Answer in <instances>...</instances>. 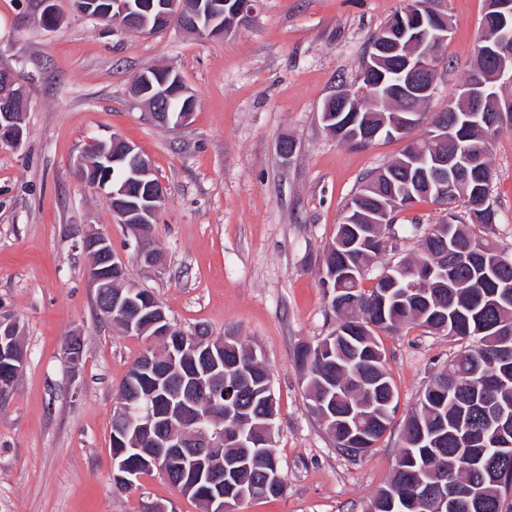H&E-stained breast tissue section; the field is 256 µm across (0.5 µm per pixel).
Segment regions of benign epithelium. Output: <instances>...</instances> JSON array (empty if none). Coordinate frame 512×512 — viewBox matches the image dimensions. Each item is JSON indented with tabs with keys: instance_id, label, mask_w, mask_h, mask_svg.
I'll return each mask as SVG.
<instances>
[{
	"instance_id": "7a95c632",
	"label": "benign epithelium",
	"mask_w": 512,
	"mask_h": 512,
	"mask_svg": "<svg viewBox=\"0 0 512 512\" xmlns=\"http://www.w3.org/2000/svg\"><path fill=\"white\" fill-rule=\"evenodd\" d=\"M203 0H111L105 10L115 14V26L129 31L159 33L167 29L171 18L181 13L191 18L193 31L210 38H218L228 33L221 22L224 14L215 16L216 24H208L202 29L198 25L201 19ZM489 11L501 19L497 37L492 41L483 42L482 55L494 63L497 78L508 83L512 81V28L508 19L512 17V0H492ZM401 23L394 30L380 33L376 39L374 50L378 54L391 55L403 52L399 58L401 63L400 85L396 91L402 96L427 101L435 93L437 80L436 65L431 46L448 40L451 26L444 17H436L430 6L422 0H405L400 10ZM177 94L187 100L186 106L176 115L171 116L168 110L151 109L153 120L161 124L171 122L178 126L185 125L195 111L197 97L190 92L182 81L174 82ZM165 84L153 89V83L137 79L134 82L133 95L151 103L165 96ZM487 96L486 83L479 81L463 88L461 99L470 103L472 117L476 122H492L490 115L484 113V102ZM352 101L348 89L337 91L333 98L325 102L322 109V121L331 123L341 117V108ZM30 100L26 90L18 85L14 77L7 72H0V144L14 148L21 147L23 131L18 125L16 112L29 108ZM129 156L135 162L131 176L141 178L145 186L142 199L138 202H123L118 216L123 224H151L165 201L163 184L152 178L153 166L151 159L144 155L137 145L119 137L108 141H93L88 144L82 154L78 173L83 180H88L86 166L95 161L97 173L92 185L105 191L110 197H122L127 194V187L118 190L109 185L107 166L112 164L115 152ZM478 162L475 155L463 151L451 155L442 154L436 157L435 165L443 170L467 169ZM414 194L411 179H405L387 200L381 203L384 210H398L405 204L404 198ZM140 240V253L144 262L158 270H163V261L159 253L146 243V230L137 229ZM84 251L90 253L91 267L100 273L97 282L112 280V277L127 278L124 262L112 250L110 240L93 230L86 231L81 237ZM139 293V289L128 291L107 290L102 293L101 308L108 322L120 321L128 328H133L134 317L131 309L141 312L145 309L152 314L149 328L154 330L151 338L158 339L167 335L170 321L157 300L140 293L138 299L130 295ZM16 320L8 315H0V361L4 363V371L0 373V402L5 401L14 389L19 373L26 364V351L16 336ZM229 338L215 340L209 336H187L179 343L177 349L168 350V361L176 363L177 355L186 352L200 358L201 367L196 371L187 386H181L167 398V408L162 411L149 406L145 408L122 407L120 416L125 431H133L140 436L144 447L135 452L146 458L150 467L165 471L166 462L172 457L189 454L202 461L200 475L215 486L210 496L209 512H235V505L224 500V421H239L241 410L234 404H225L220 400L219 393L214 391L213 379L237 376L235 372L224 373V343ZM82 357V338L73 335L68 338L63 358L71 371H76ZM158 355L148 350L140 356L139 370L157 378L156 386L166 385L168 374L159 373ZM438 493L436 487L425 481L417 484L416 495L397 509L404 512L411 509L419 512L425 503Z\"/></svg>"
}]
</instances>
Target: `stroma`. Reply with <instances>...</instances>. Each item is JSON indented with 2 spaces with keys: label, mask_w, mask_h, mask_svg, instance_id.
Listing matches in <instances>:
<instances>
[{
  "label": "stroma",
  "mask_w": 512,
  "mask_h": 512,
  "mask_svg": "<svg viewBox=\"0 0 512 512\" xmlns=\"http://www.w3.org/2000/svg\"><path fill=\"white\" fill-rule=\"evenodd\" d=\"M65 20L46 29L36 0H0V70L30 96L21 149L0 145V313L20 325L26 365L0 403V512H201L158 471L137 488L112 482V411L145 337L106 323L95 309L83 230L107 236L128 276L152 291L171 323L191 333L232 336L269 369L277 415L273 449L286 477L275 499H250L238 512H364L390 479L409 413L434 375L461 349L457 338L407 328L380 334L395 389V417L375 447L339 452L309 406L294 363L299 343L336 327L319 263L361 177L405 146L339 142L321 121L324 102L361 84L375 33L403 0H258L249 19L217 39L171 25L141 34L107 30L56 0ZM453 30L439 49L437 90L424 107L440 111L473 66L485 0H432ZM173 69L198 96L188 124L154 123L130 94L142 68ZM152 160L166 202L152 226L164 272L138 257L133 230L118 223L103 191L78 175L93 140L112 135ZM296 142L280 154L284 137ZM499 220L493 238L512 251V126L491 144ZM443 206L423 199L397 216L392 251L365 273L372 288L384 263L417 253L411 222L437 224ZM83 338L78 375L62 352Z\"/></svg>",
  "instance_id": "stroma-1"
}]
</instances>
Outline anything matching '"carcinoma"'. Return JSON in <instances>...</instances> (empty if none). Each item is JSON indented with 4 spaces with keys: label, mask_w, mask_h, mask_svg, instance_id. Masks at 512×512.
Instances as JSON below:
<instances>
[{
    "label": "carcinoma",
    "mask_w": 512,
    "mask_h": 512,
    "mask_svg": "<svg viewBox=\"0 0 512 512\" xmlns=\"http://www.w3.org/2000/svg\"><path fill=\"white\" fill-rule=\"evenodd\" d=\"M476 64L466 82L489 81L494 69L474 51ZM398 62L387 57L383 63L364 64L360 91L353 97L357 109L356 124L346 131L332 124L328 132L355 148H365L372 139L360 135L362 129L380 128L382 114L372 102L373 86L389 87L399 82ZM457 111L448 113V129L452 142L446 151L462 145L486 155L482 167L469 172L454 187L448 198V214L439 224L423 232L420 252L381 269L390 272L398 267L419 274H431L427 298L411 300L398 296L383 279L366 290L362 288L364 270L386 248V239L377 225L395 224L394 214L381 211L380 202L391 194L392 185L402 176L399 159L362 178L349 205L360 206V218L351 221L347 213L336 225L341 234L356 245L348 250L327 246L323 252L320 281H330L324 289L329 295L328 307L336 316V328L321 341L302 344L295 351V361L304 378L312 413L335 442L336 448L348 456L356 448L368 452L389 428L395 408L380 413L381 403L394 393L384 367V354L377 333H397L407 326L426 328L455 336L465 342L460 353L437 374L425 388L419 405L405 424L403 446L399 450L396 469L365 512H397L391 499H409L414 495L412 473L421 470L423 456L435 455L440 468L430 475L433 482L448 477V492L456 493L455 512H512V428L499 431L491 424L498 414H512V335L502 334L512 326V253L499 248L489 233L498 221V202L493 195V174L489 144L499 127L467 123V104L453 94ZM130 163L110 167L113 183L128 184ZM448 259V275L436 276L443 259ZM340 293H335L336 288ZM250 349L232 341L224 347V361L237 364L247 372V382L237 387L229 382L225 391L238 394L253 440L246 448L227 443L226 456L247 457L250 466L224 476V495L235 497L243 487H256L255 496L276 498L285 486L264 489L268 475L280 468L273 451V439L263 434L265 416L276 410L256 392L271 382L262 363L254 364ZM165 391L144 379L139 371L129 369L120 391L122 399L165 405ZM472 450L484 451L477 470H458L447 476L448 458ZM167 476L171 485L188 488L187 497L200 506L210 494V485L194 483L189 463L178 460L171 464ZM478 487L482 502L468 498L469 490Z\"/></svg>",
    "instance_id": "1"
}]
</instances>
